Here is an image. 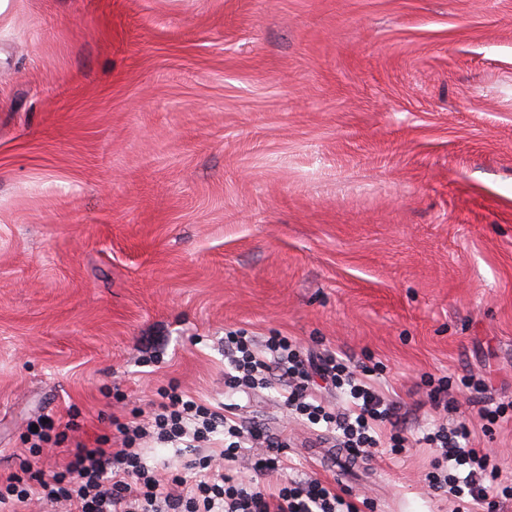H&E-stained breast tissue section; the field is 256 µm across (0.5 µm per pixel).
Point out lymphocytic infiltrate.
I'll return each mask as SVG.
<instances>
[{
    "mask_svg": "<svg viewBox=\"0 0 512 512\" xmlns=\"http://www.w3.org/2000/svg\"><path fill=\"white\" fill-rule=\"evenodd\" d=\"M370 366L355 367L331 350L310 353L287 336L255 337L242 331L224 338V385L232 393L248 395L279 384L289 411L322 427L320 443L335 444L352 453L386 448L398 455L406 449H431L434 458L427 474L435 493L457 502L463 512H502L512 498V486L497 487L499 467L494 456L474 448L475 429L490 432L506 413L503 404L486 400L485 381L461 377L472 395L475 416L460 412L449 395L447 380L431 385L432 408L455 414L453 424L439 423L406 432L397 401L389 399L374 379ZM340 390L344 406L335 408L324 390ZM151 418L117 423L118 448H89L76 444L63 470L52 475L33 471L29 463L0 480V512H21L32 498L64 505L66 512H367L371 501L356 503L345 489L310 477L276 485L267 477L283 471L294 442L270 432L265 423L240 413L239 404L212 408L179 392L161 390ZM224 436L218 455H196L198 442L212 434ZM169 445L187 459L180 469L159 478L141 456L146 443ZM261 444L251 467L263 482L245 481L220 469L219 461L233 462L247 448Z\"/></svg>",
    "mask_w": 512,
    "mask_h": 512,
    "instance_id": "1",
    "label": "lymphocytic infiltrate"
}]
</instances>
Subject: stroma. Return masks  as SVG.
<instances>
[{"instance_id":"35a3bbf8","label":"stroma","mask_w":512,"mask_h":512,"mask_svg":"<svg viewBox=\"0 0 512 512\" xmlns=\"http://www.w3.org/2000/svg\"><path fill=\"white\" fill-rule=\"evenodd\" d=\"M382 363L512 404V0H8L0 13V476L117 448L157 388L224 403V334ZM303 440L283 478L375 512H457L432 455ZM475 447L512 484V419Z\"/></svg>"}]
</instances>
